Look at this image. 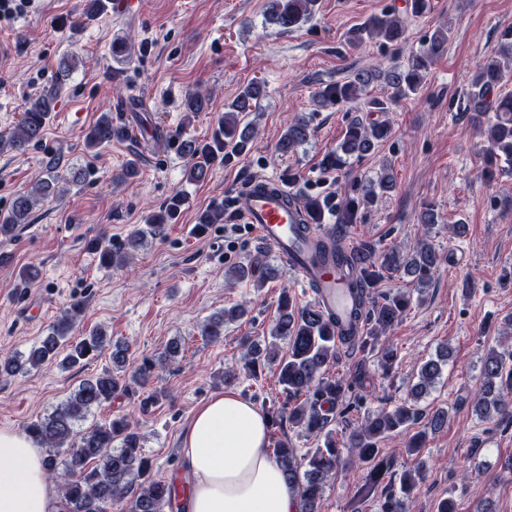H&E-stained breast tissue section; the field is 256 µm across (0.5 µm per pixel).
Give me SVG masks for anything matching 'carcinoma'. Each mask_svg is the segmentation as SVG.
<instances>
[{"instance_id": "cac0c4a2", "label": "carcinoma", "mask_w": 512, "mask_h": 512, "mask_svg": "<svg viewBox=\"0 0 512 512\" xmlns=\"http://www.w3.org/2000/svg\"><path fill=\"white\" fill-rule=\"evenodd\" d=\"M318 0H267L269 23L286 33L312 18ZM451 27L440 26L429 37L425 49L412 55L403 68L368 67L352 72L344 81L328 83L317 92L321 105L356 102L367 95L370 84L382 82L387 97L370 98L365 105L370 112H386L389 104L417 95L423 88L431 65L441 57L450 38ZM405 34V22L391 11L373 15L350 31L349 42L359 46L378 40L383 45L398 44ZM512 63V31L502 35L497 51L479 63L472 77L474 91L470 103L474 112H494L488 122L484 140L485 153L490 164L504 163L512 170V94H501L499 88L506 76L501 60ZM265 96V84L254 81L243 87L236 97L224 106L218 118V130L212 142L201 144L192 138L182 140V152L192 160L187 170V180L202 182L210 173L215 157L224 156L231 161L247 154L251 148L255 129L245 118L258 110ZM185 111L204 112L209 100L199 93L187 96ZM50 117L49 101L38 96L29 101L18 122L0 133V151L25 152L39 142ZM391 128L386 122L365 123L356 118L349 122L343 140L336 150L324 160L328 168L337 169L349 163L352 157L361 158L375 150L386 140ZM120 131L106 113L89 128L85 136L86 147L100 148L112 143ZM309 120L295 117L287 126L276 145V151L286 155L306 144L311 137ZM58 164L48 166L46 177L36 181L34 188L16 195L6 214L0 216V237H13L17 228L28 223L35 206L60 193L59 183L64 177L57 172ZM395 189V181L388 167H382L376 179L369 181L362 199L348 198L336 205V232H341L359 222L362 206L376 201ZM181 199L174 197L151 215L143 227L134 231L129 244L134 245L146 237L163 235L168 220L178 211ZM101 263L105 266H122L125 253L103 244H96ZM440 262L435 248L421 240L411 252L401 253L396 248L377 251L373 247L342 251L336 248V263L350 266L353 276L349 282L359 307L364 309V330L350 338L351 347L360 353L375 350L379 335L394 326L410 305L411 297L405 292H395L373 298L364 291L386 275L403 274L411 278V285L423 287ZM82 304L74 303L71 314L64 316L52 328L28 357L21 355L0 356V376L11 375L30 365L36 367L51 359L61 349H68L62 364L75 367L101 353L108 346L111 368L84 379L68 400L43 419L27 426L37 441L48 451L50 477L61 489L64 512H168L176 505L180 487L174 481L154 479L149 474V464L142 454L140 436L125 417H116L96 423L83 430L75 424L84 420L92 409L112 401L120 388L133 384L141 389L150 386L159 359H145L130 367L128 347L112 344L102 330H93L79 338L70 337L73 319ZM244 310L234 308L214 315L204 321L200 336L206 341L217 342L224 338V321L239 318ZM273 341L264 345L246 337L245 368L252 374L270 367L288 399L294 401L289 408L288 421L317 437L323 444L299 456L284 441L274 444L273 458L280 465L288 482L297 493V512H320L321 498L327 482L333 476L341 449L333 432L328 430V413L344 403L349 383L342 377H327L328 369L337 361L339 343L331 329L327 315L314 303L300 307L282 291L278 315L271 329ZM288 341V355L279 356L275 340ZM448 350L438 358L426 361L420 368L418 382L411 386L409 400L392 408H384L370 415L359 430L355 431L348 448L358 461L375 464L378 461L381 438L401 432L417 423L422 416L418 401L432 387L448 362ZM482 387L473 401L474 411L483 420L512 412V349L502 351L492 347L485 354L481 365ZM428 432L414 434L405 452L417 457L416 466L400 476V493L378 494L377 484L369 481L356 491L351 512H363V505L371 502L376 512H408L411 494L423 475L422 450L426 447Z\"/></svg>"}]
</instances>
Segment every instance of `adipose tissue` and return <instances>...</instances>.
I'll return each mask as SVG.
<instances>
[{
    "mask_svg": "<svg viewBox=\"0 0 512 512\" xmlns=\"http://www.w3.org/2000/svg\"><path fill=\"white\" fill-rule=\"evenodd\" d=\"M268 430L266 415L231 391L197 409L182 447L188 512H296V493L268 453ZM47 460L29 434L0 428V512H62Z\"/></svg>",
    "mask_w": 512,
    "mask_h": 512,
    "instance_id": "ef3b65f1",
    "label": "adipose tissue"
}]
</instances>
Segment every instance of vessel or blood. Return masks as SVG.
Here are the masks:
<instances>
[{"mask_svg": "<svg viewBox=\"0 0 512 512\" xmlns=\"http://www.w3.org/2000/svg\"><path fill=\"white\" fill-rule=\"evenodd\" d=\"M231 206L258 241L277 252L312 287L316 304L329 315L337 335L361 330L364 320L346 286L348 273L339 272L332 258H320L315 249L317 240L331 235V227L309 223L295 196L272 177L250 179Z\"/></svg>", "mask_w": 512, "mask_h": 512, "instance_id": "1", "label": "vessel or blood"}]
</instances>
